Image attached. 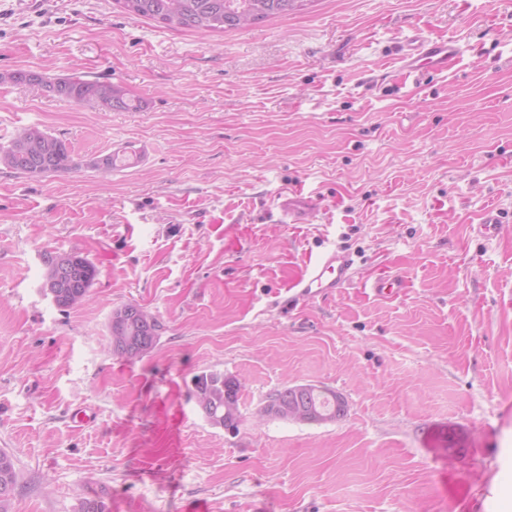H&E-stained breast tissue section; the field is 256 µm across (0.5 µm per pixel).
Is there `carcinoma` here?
Instances as JSON below:
<instances>
[{"label": "carcinoma", "mask_w": 512, "mask_h": 512, "mask_svg": "<svg viewBox=\"0 0 512 512\" xmlns=\"http://www.w3.org/2000/svg\"><path fill=\"white\" fill-rule=\"evenodd\" d=\"M120 10L129 15L150 19L164 28L191 30L200 34L226 32L262 23L273 17L301 12L314 0H114ZM11 83L24 85L49 96L70 99L76 103L92 104L105 110L129 111L142 108L134 99L109 80L85 79L81 76L49 77L31 70H15ZM0 165L18 174L32 176H61L81 167L75 161L65 141L42 131L37 126L22 129L7 146H0ZM75 259L73 266L78 280L89 290L97 269L87 258L76 253L66 255ZM139 306L127 304L112 313V336H123L129 343L112 347V351L127 360L135 359L133 352L146 342H154L159 325L144 321ZM195 395L198 405H205L209 422L229 429L237 428V421L224 414L225 403L238 402L239 391L224 396V374L203 373L195 377ZM269 402L294 404L311 413L306 423L333 421L344 415L345 404H336V392L311 385L296 393L286 387L269 397ZM18 485V473L10 455L0 451V512H9L11 500Z\"/></svg>", "instance_id": "carcinoma-1"}]
</instances>
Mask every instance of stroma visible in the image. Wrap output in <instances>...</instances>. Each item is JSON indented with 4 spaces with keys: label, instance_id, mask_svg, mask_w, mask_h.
Instances as JSON below:
<instances>
[{
    "label": "stroma",
    "instance_id": "35a3bbf8",
    "mask_svg": "<svg viewBox=\"0 0 512 512\" xmlns=\"http://www.w3.org/2000/svg\"><path fill=\"white\" fill-rule=\"evenodd\" d=\"M456 49L405 73L416 37ZM81 73L143 100L104 111L0 85V145L36 125L80 170L0 166V450L10 512H500L512 500V0H315L224 34L112 0H0V72ZM135 150L101 178L88 161ZM318 200L301 224L279 204ZM501 216L477 233L487 207ZM329 251L350 285L294 301ZM98 274L43 291L44 254ZM400 277L380 296L372 283ZM158 321L112 352L113 310ZM240 380L236 430L193 379ZM315 385L343 417L262 416ZM91 423L73 422L78 411ZM18 485V473L10 455L0 451V512H9Z\"/></svg>",
    "mask_w": 512,
    "mask_h": 512
}]
</instances>
